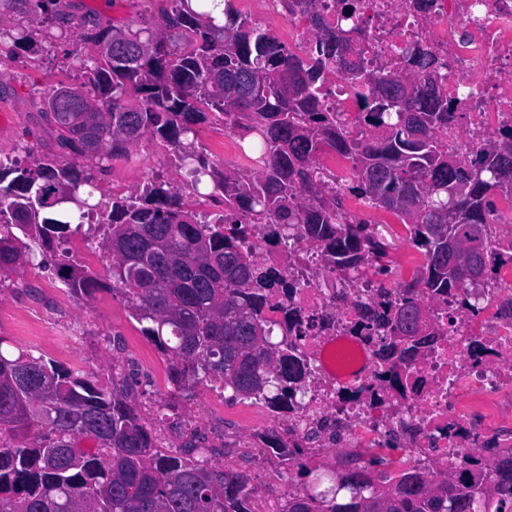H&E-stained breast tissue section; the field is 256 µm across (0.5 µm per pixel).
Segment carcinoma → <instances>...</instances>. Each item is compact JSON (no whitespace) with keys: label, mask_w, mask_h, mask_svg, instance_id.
<instances>
[{"label":"carcinoma","mask_w":512,"mask_h":512,"mask_svg":"<svg viewBox=\"0 0 512 512\" xmlns=\"http://www.w3.org/2000/svg\"><path fill=\"white\" fill-rule=\"evenodd\" d=\"M22 2L62 34L82 30L97 53L75 54L88 93L58 88L45 99L65 155L85 164L0 160V284L32 263L35 245L72 293L98 288L67 243L99 216L111 291L166 357L178 388L209 383L276 413L292 411L309 391L312 368L286 340L293 324L275 326L263 316L289 285L281 271L239 247L254 227L298 225L297 238L322 250L330 273L358 274L374 262V275L389 274L382 261L392 242L348 214L342 193L318 171L327 150L353 165L345 194L392 213L424 257L395 302L364 306L396 391L403 390L405 357L435 340L420 296L469 297L512 259L491 246L499 220L493 195L512 190V133L469 161L448 154L438 132L453 112L432 57H419L405 74L338 70L347 39L320 0H286L313 35L302 57L234 0H166L158 27L60 14L57 0ZM2 45L32 51L37 42L32 31L0 20ZM338 77L366 106L356 134L326 104ZM213 122L250 136L242 150L260 165L254 178L232 171L216 177L192 141L196 126ZM146 134L175 147L195 192L210 181L208 196L223 194L218 222L198 220L160 177L112 197L108 212L91 203L93 191H81L92 186V170ZM45 393L56 402L50 420L38 416ZM83 438L94 447H77ZM484 447L493 452L492 466L471 458L439 479L414 466L383 486L356 466L323 491L289 494L285 512H512V452ZM266 450L306 470L299 443L270 435ZM211 455L194 432L177 451L159 448L127 389L111 394L77 368L23 351L14 359L0 353V512H253L250 477L217 466Z\"/></svg>","instance_id":"obj_1"}]
</instances>
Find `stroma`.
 <instances>
[{
	"mask_svg": "<svg viewBox=\"0 0 512 512\" xmlns=\"http://www.w3.org/2000/svg\"><path fill=\"white\" fill-rule=\"evenodd\" d=\"M76 16L96 15L115 26L157 21L158 0H60ZM16 28H36L37 47L32 51L0 54V155L32 161L58 155L56 132L45 117L44 100L57 86L79 88L84 79L67 51L69 42L48 37L45 24H32L24 4L6 15ZM185 187L177 154L158 138L143 136L128 155L108 161L95 171L94 195L111 205L113 195H124L144 186L153 176ZM99 231L73 236L70 247L104 287L90 295H76L63 288L54 264L27 266L0 285V349L26 351L94 374L104 389L131 380L141 415L158 435L162 447L182 445L190 432H198L213 448V458L224 466L246 472L256 489L255 508L280 499L284 490H303L317 481L344 473L347 456L332 453L331 442L317 439L316 454L309 460V474L300 475L287 460L257 457L266 436L287 437L288 416L262 411L245 419L247 400L225 398L222 390L198 385L180 392L167 377L168 362L142 332L120 296L112 295L110 262L101 256ZM179 404V419L162 420L164 404Z\"/></svg>",
	"mask_w": 512,
	"mask_h": 512,
	"instance_id": "35a3bbf8",
	"label": "stroma"
}]
</instances>
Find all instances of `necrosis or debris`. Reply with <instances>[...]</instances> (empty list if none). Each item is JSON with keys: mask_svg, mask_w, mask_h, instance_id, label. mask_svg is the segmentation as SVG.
Returning a JSON list of instances; mask_svg holds the SVG:
<instances>
[{"mask_svg": "<svg viewBox=\"0 0 512 512\" xmlns=\"http://www.w3.org/2000/svg\"><path fill=\"white\" fill-rule=\"evenodd\" d=\"M344 28L351 39L349 66L373 71L388 64L409 70L415 54L435 57L439 86L454 102L441 138L449 152L470 157L490 137L512 132V0H351ZM288 272L291 295L280 296L267 317L306 323L297 344L314 371L315 385L301 415L291 418L292 438L312 425L341 433L346 447L376 448L382 433H401L411 447L433 452L436 471L460 470L475 435L500 438L512 408V263L483 289L478 313L461 297L426 303L434 342L404 364L405 388L382 375L377 344L358 312L361 304L395 292L394 281L367 277L336 300L339 274L319 275L323 258L299 243ZM481 356H474L475 345Z\"/></svg>", "mask_w": 512, "mask_h": 512, "instance_id": "4bbe7bcc", "label": "necrosis or debris"}]
</instances>
